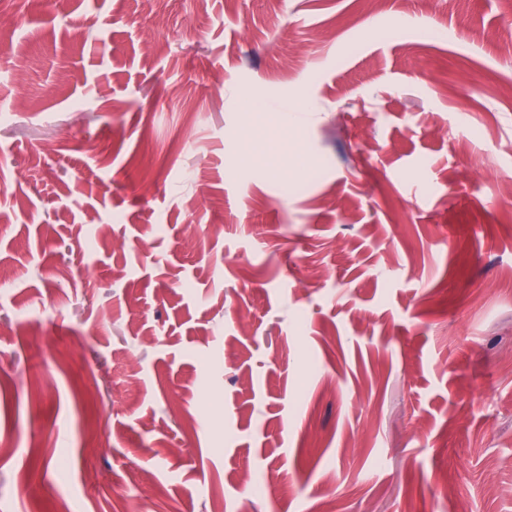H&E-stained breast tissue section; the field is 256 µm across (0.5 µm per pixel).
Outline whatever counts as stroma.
<instances>
[{"label":"stroma","mask_w":512,"mask_h":512,"mask_svg":"<svg viewBox=\"0 0 512 512\" xmlns=\"http://www.w3.org/2000/svg\"><path fill=\"white\" fill-rule=\"evenodd\" d=\"M7 7L0 512H512V0Z\"/></svg>","instance_id":"obj_1"}]
</instances>
